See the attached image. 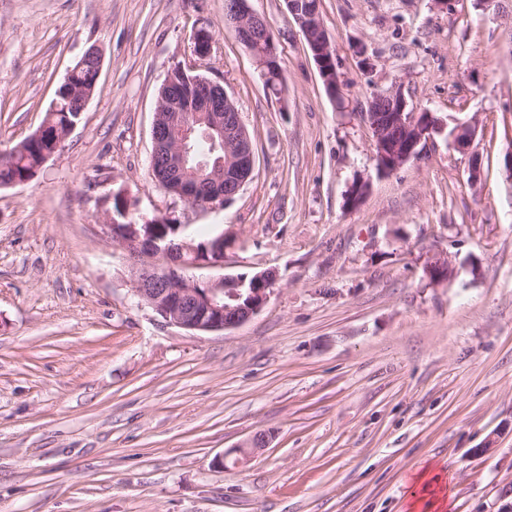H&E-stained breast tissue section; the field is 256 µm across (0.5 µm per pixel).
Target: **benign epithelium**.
<instances>
[{"label":"benign epithelium","mask_w":512,"mask_h":512,"mask_svg":"<svg viewBox=\"0 0 512 512\" xmlns=\"http://www.w3.org/2000/svg\"><path fill=\"white\" fill-rule=\"evenodd\" d=\"M309 45L322 80L333 82L331 97L340 95V83L328 68L334 49L321 24L319 11H307L298 0H286ZM224 20L231 24L256 59L262 76H273L269 59L276 55L273 31L267 20L256 14L249 0H235L224 8ZM192 55L206 58L211 36L197 31L191 37ZM184 74L176 81L173 71ZM194 66L176 64L167 72V95L156 105L152 127L151 172L158 184L182 196L192 206L207 210L224 205L237 195L252 177L255 155L251 137L238 110L224 88L204 77L191 76ZM364 118L375 137L376 159L381 172L393 171L415 158L419 146L439 132L442 123L432 113L417 111L396 88L373 94L367 101ZM203 127L197 131L196 126ZM215 142L220 137L224 156L210 161L193 153L192 136ZM475 128H456L454 141L467 149L474 142ZM167 217L155 216L141 224H116L108 220L112 241L132 261L133 291L140 304L170 326L188 333L231 330L259 311L276 283L272 270L218 278L199 279L188 271L203 264L224 261L225 238L219 233L201 244L185 237L172 243L161 233Z\"/></svg>","instance_id":"obj_1"}]
</instances>
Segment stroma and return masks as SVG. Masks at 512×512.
<instances>
[{
  "label": "stroma",
  "mask_w": 512,
  "mask_h": 512,
  "mask_svg": "<svg viewBox=\"0 0 512 512\" xmlns=\"http://www.w3.org/2000/svg\"><path fill=\"white\" fill-rule=\"evenodd\" d=\"M249 5L274 33L282 97L224 0H0V153L42 124L86 49L102 58L62 147L0 188V512H409L427 469L448 481L446 512H505L512 0H320L336 100L284 0ZM200 29L198 72L255 152L252 180L208 211L150 169L160 87ZM395 85L445 128L380 175L363 112ZM461 123L477 131L467 150ZM359 180L369 192L347 207ZM119 190L134 220L223 234V265L200 275L274 270L262 308L193 335L141 306L104 227ZM443 259L453 277L431 280ZM260 432L267 447L236 464Z\"/></svg>",
  "instance_id": "stroma-1"
}]
</instances>
